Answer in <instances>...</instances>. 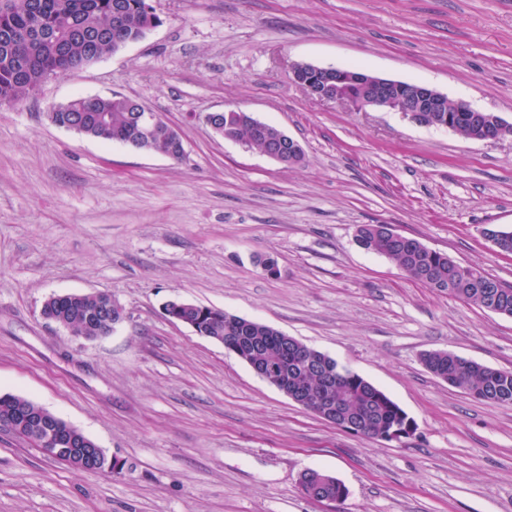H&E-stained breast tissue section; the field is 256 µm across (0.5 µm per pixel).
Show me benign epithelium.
I'll list each match as a JSON object with an SVG mask.
<instances>
[{"instance_id":"benign-epithelium-1","label":"benign epithelium","mask_w":512,"mask_h":512,"mask_svg":"<svg viewBox=\"0 0 512 512\" xmlns=\"http://www.w3.org/2000/svg\"><path fill=\"white\" fill-rule=\"evenodd\" d=\"M293 81L309 96L320 102L344 103L340 99L339 86L345 82L357 88V97L350 106L358 112L369 108H386L401 113L404 117L420 126L445 127L452 131L459 126L467 124L475 130L472 136L474 141H497L507 137L512 138V123L502 118L478 111L470 106L463 108L469 113L468 120L462 121L459 114H444L448 96L425 85L410 84L408 82L393 80L371 75L359 69H344L335 67H320L311 63H295L291 68ZM290 144V160L295 161L302 157L301 146L295 140L287 139L281 134L277 142L267 146L265 155L279 159L285 155V144ZM237 356L248 364L252 371L269 384L280 385V374L258 360L251 359L252 353L246 347L236 350ZM336 374L330 372L324 380L325 391L319 399V414L332 422L336 416V402L330 392L331 384ZM30 425L47 432L40 440V447L50 456H56L53 451L54 444L50 442L53 433L55 417L45 413L30 419ZM326 478L318 475L315 479L301 485L305 496L317 502L332 504L335 500L347 496L348 490L341 481H336V497L332 498L322 493V484Z\"/></svg>"}]
</instances>
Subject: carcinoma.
I'll return each mask as SVG.
<instances>
[{
	"label": "carcinoma",
	"instance_id": "obj_1",
	"mask_svg": "<svg viewBox=\"0 0 512 512\" xmlns=\"http://www.w3.org/2000/svg\"><path fill=\"white\" fill-rule=\"evenodd\" d=\"M150 0H10L8 10L0 11V105L13 104L35 91L50 77L76 69L86 61L102 58L119 42L140 39L145 29L162 19L148 12ZM139 101L124 96L76 97L64 110L52 113L53 122L63 124L72 116L83 121L88 136L105 142L133 143L168 154L171 151L167 129L159 126L151 139L140 143L143 131L135 117ZM213 123L222 128L218 136L263 150L265 140L276 135L268 123L258 125L241 109H229L217 115ZM356 242L367 252H375L395 262L411 279L440 293L452 281L455 297L479 308L496 302L512 314V285L487 278L470 268L469 277L457 274L448 255L431 250L416 238L395 235L387 224H360ZM107 297L100 293L50 297L42 314L50 321L64 324L77 336H106L112 325L100 316ZM207 335L229 345L245 343L255 357L272 364L288 381V386L307 390L308 403L315 404L320 391L317 372L294 360L279 339L281 331L258 321L224 312L204 319ZM422 363L434 377H444L449 386L473 395L479 401L512 405V371L494 369L476 361H465L447 350H432L422 355ZM341 402L336 414L338 424L368 439L383 431L410 425L412 419L385 392L362 376L350 377L336 388ZM39 404L18 395L0 396V418L25 417L41 413ZM84 436L68 432V447L60 449V461L82 470L114 471L118 461L102 457L89 463Z\"/></svg>",
	"mask_w": 512,
	"mask_h": 512
}]
</instances>
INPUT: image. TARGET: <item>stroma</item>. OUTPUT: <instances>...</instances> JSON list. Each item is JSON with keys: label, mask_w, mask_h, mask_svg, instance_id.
<instances>
[{"label": "stroma", "mask_w": 512, "mask_h": 512, "mask_svg": "<svg viewBox=\"0 0 512 512\" xmlns=\"http://www.w3.org/2000/svg\"><path fill=\"white\" fill-rule=\"evenodd\" d=\"M143 39L0 106V395L31 399L122 470L85 471L0 430V512H330L299 476L349 491L345 512H512V406L474 399L420 357L512 370V317L411 280L362 250L388 224L504 283L512 139L472 141L400 113L309 97L291 66L357 65L512 123V0H151ZM138 99L185 154L53 124L77 96ZM240 108L303 149L286 166L217 136ZM272 256L276 276L256 257ZM100 292L124 311L87 340L41 314ZM272 325L390 396L416 430L369 440L300 408L164 305Z\"/></svg>", "instance_id": "35a3bbf8"}]
</instances>
